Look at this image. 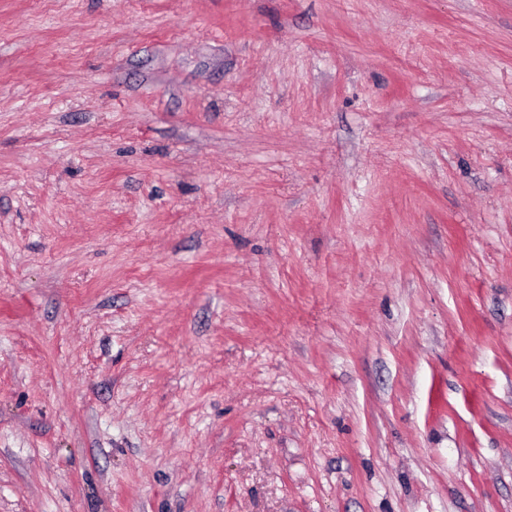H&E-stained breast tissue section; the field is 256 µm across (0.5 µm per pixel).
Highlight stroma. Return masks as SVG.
I'll return each mask as SVG.
<instances>
[{"label": "stroma", "instance_id": "obj_1", "mask_svg": "<svg viewBox=\"0 0 512 512\" xmlns=\"http://www.w3.org/2000/svg\"><path fill=\"white\" fill-rule=\"evenodd\" d=\"M0 512H512V0H0Z\"/></svg>", "mask_w": 512, "mask_h": 512}]
</instances>
